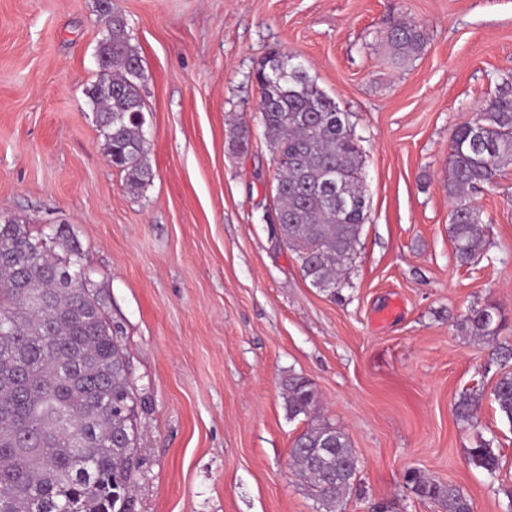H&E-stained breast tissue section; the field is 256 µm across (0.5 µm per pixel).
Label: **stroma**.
Masks as SVG:
<instances>
[{
  "mask_svg": "<svg viewBox=\"0 0 512 512\" xmlns=\"http://www.w3.org/2000/svg\"><path fill=\"white\" fill-rule=\"evenodd\" d=\"M147 79L152 178L130 190L84 91L99 73V0H0V217L77 238L125 346L141 413L136 512H320L289 451L306 429L282 383L312 381L359 459L343 512H437L408 473L454 484L474 512H512V425L491 405L512 345V167L475 195L488 257L448 234L453 134L512 77V0H111ZM419 25L395 66L384 35ZM296 55L362 150L368 220L351 284L313 288L272 224L275 163L254 72ZM249 148L232 142L240 127ZM491 304L500 329L462 331ZM395 307L392 319L379 314ZM482 391L478 422L453 404ZM492 440L496 477L468 450Z\"/></svg>",
  "mask_w": 512,
  "mask_h": 512,
  "instance_id": "obj_1",
  "label": "stroma"
}]
</instances>
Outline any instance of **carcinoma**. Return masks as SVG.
Masks as SVG:
<instances>
[{
  "mask_svg": "<svg viewBox=\"0 0 512 512\" xmlns=\"http://www.w3.org/2000/svg\"><path fill=\"white\" fill-rule=\"evenodd\" d=\"M98 56L112 75V90L97 81L85 95L97 112L106 155L136 189L149 181L140 94L142 67L123 17L105 20ZM391 59L405 64L420 53L424 36L414 23L386 32ZM257 78L259 110L274 155L279 231L296 254L304 280L322 290L346 285L367 220L362 154L345 113L319 90L304 67L266 54ZM512 166V86L504 83L485 108L459 126L449 156L448 233L463 265L485 256L483 213L474 194ZM84 259L63 226L29 228L28 218L0 221V512H57L73 502L78 512H135L139 407L131 365L94 288L73 287ZM460 327L495 337L494 308L471 307ZM499 377L490 397L512 425V348L495 350ZM288 413L309 419L290 448L294 472L314 489L324 512H342L344 494L357 484L359 460L345 431L316 416L312 383L290 375L284 383ZM482 394L465 392L454 404L471 424ZM475 467L494 476L500 456L479 438L469 450ZM413 492L441 512H473L454 485L420 476Z\"/></svg>",
  "mask_w": 512,
  "mask_h": 512,
  "instance_id": "carcinoma-1",
  "label": "carcinoma"
}]
</instances>
